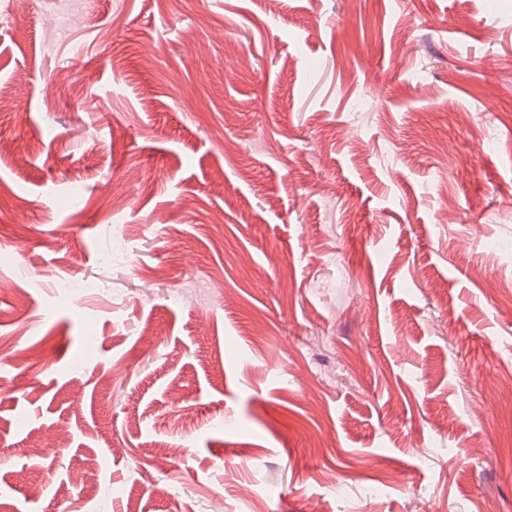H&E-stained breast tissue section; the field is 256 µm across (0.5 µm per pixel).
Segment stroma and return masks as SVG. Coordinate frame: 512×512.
<instances>
[{
	"label": "stroma",
	"instance_id": "1",
	"mask_svg": "<svg viewBox=\"0 0 512 512\" xmlns=\"http://www.w3.org/2000/svg\"><path fill=\"white\" fill-rule=\"evenodd\" d=\"M1 85L0 512H512V0H23Z\"/></svg>",
	"mask_w": 512,
	"mask_h": 512
}]
</instances>
